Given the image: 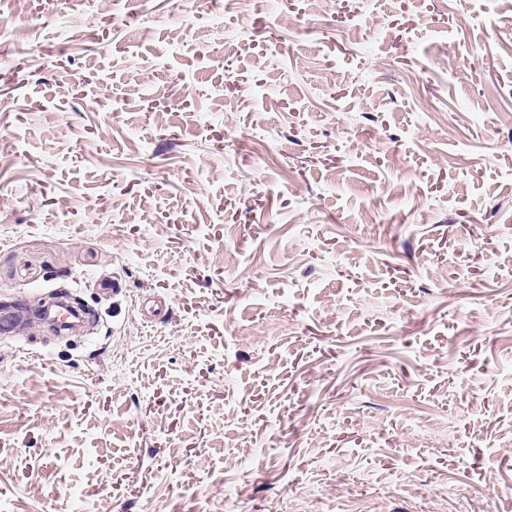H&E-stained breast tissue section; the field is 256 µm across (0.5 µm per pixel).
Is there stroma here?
Segmentation results:
<instances>
[{
    "label": "stroma",
    "instance_id": "obj_1",
    "mask_svg": "<svg viewBox=\"0 0 512 512\" xmlns=\"http://www.w3.org/2000/svg\"><path fill=\"white\" fill-rule=\"evenodd\" d=\"M55 292L0 512H512V0H0V305Z\"/></svg>",
    "mask_w": 512,
    "mask_h": 512
}]
</instances>
